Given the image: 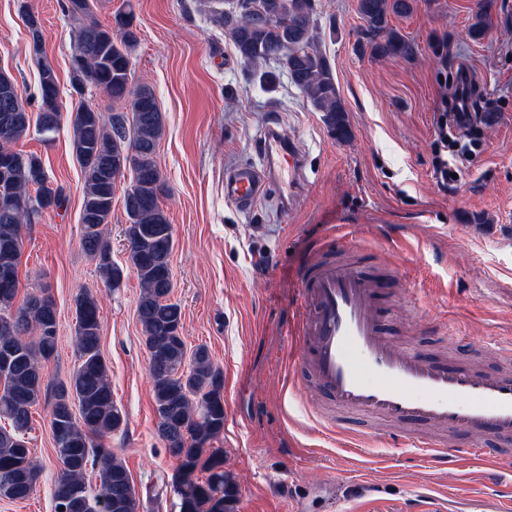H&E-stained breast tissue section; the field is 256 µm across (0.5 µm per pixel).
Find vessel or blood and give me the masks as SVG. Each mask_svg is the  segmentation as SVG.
Returning <instances> with one entry per match:
<instances>
[{
    "label": "vessel or blood",
    "mask_w": 512,
    "mask_h": 512,
    "mask_svg": "<svg viewBox=\"0 0 512 512\" xmlns=\"http://www.w3.org/2000/svg\"><path fill=\"white\" fill-rule=\"evenodd\" d=\"M305 154L276 128L263 138L262 163L238 166L224 176L227 201L251 209L272 188L287 185L280 200L296 206L304 195ZM300 304L290 325L294 347L287 364L308 371L297 391L316 385L331 396L337 413L322 424L344 432L342 412L370 422L394 424L393 441L420 449L437 464L465 458L490 465L512 458V373L491 375L466 366H443L412 349L400 351L385 339L374 310V284L361 264L320 249L303 263ZM497 438L498 447L481 444Z\"/></svg>",
    "instance_id": "b4317fda"
}]
</instances>
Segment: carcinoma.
Here are the masks:
<instances>
[{
	"mask_svg": "<svg viewBox=\"0 0 512 512\" xmlns=\"http://www.w3.org/2000/svg\"><path fill=\"white\" fill-rule=\"evenodd\" d=\"M210 21L224 29L241 62L264 91L276 87L280 73L322 113L328 132L351 139L347 110L336 89L331 65L320 49L317 0H258L272 16L249 25L224 15L219 0H199ZM416 0H358L366 42L373 58L413 56L415 48L391 25L408 16ZM96 0H63V12L77 25V51L71 62V87L78 95L93 86L111 104L125 106L105 116L84 104L61 112L57 73L38 68L36 92L23 94L0 71V499L23 501L34 492L43 466L32 455L28 434L32 410L43 395L44 364L57 355L58 312L48 290L19 294L22 229L43 211L65 201L41 158L13 149L31 127L51 138L63 124L72 128V147L84 174L80 214L83 250L95 261L101 280L117 288L128 273L137 276L141 293L136 307L158 413V436L177 462L172 488L179 512H238L240 490L224 470V452L206 444L224 431V376L200 345L187 354L181 336L182 308L172 300L170 257L174 229L160 197L165 182L156 161L164 121L156 93L147 84L131 85V55L138 44L133 10L119 9L109 24L95 17ZM30 49L38 56L44 38L39 15L27 10ZM487 10L469 25V39H482L489 28ZM132 181L124 208L126 265L112 261L106 226L111 222L117 183ZM74 343L77 367L69 384L57 387L48 402L52 440L60 473L52 487L53 512H138L136 491L122 459L102 440L126 425L115 404L108 365L101 352L102 320L97 298L89 291L75 299ZM97 471L99 486L87 481Z\"/></svg>",
	"mask_w": 512,
	"mask_h": 512,
	"instance_id": "1",
	"label": "carcinoma"
}]
</instances>
